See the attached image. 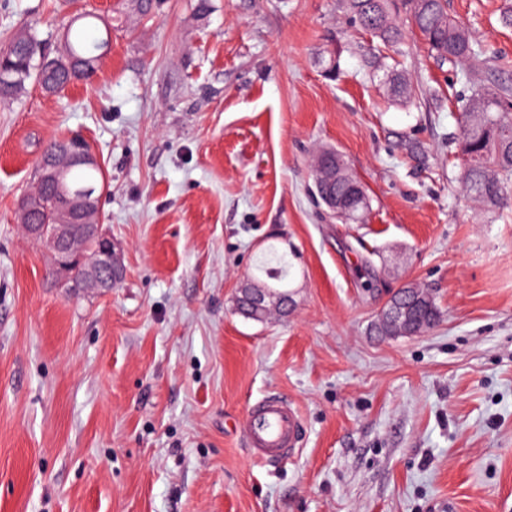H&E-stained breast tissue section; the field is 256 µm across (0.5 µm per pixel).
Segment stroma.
<instances>
[{
    "label": "stroma",
    "instance_id": "1",
    "mask_svg": "<svg viewBox=\"0 0 512 512\" xmlns=\"http://www.w3.org/2000/svg\"><path fill=\"white\" fill-rule=\"evenodd\" d=\"M447 4L512 81V0ZM87 5L112 19L96 75L0 103V512H512V206L463 194L450 142L473 81L400 11L411 101H390L346 0H0V47L32 27L56 48ZM71 135L121 246L104 296L63 288L18 223ZM325 148L360 221L312 200ZM273 251L290 310L245 319ZM410 283L439 324L375 332ZM271 395L303 435L267 460L243 419ZM334 151L326 150L317 154L312 162V172L316 176V182L319 185L334 184L336 181L347 178V167L345 164L336 160L333 163L326 161V158ZM336 154V153H335ZM331 191L338 196L354 197L355 201L345 217H337L343 221H354L369 209V198L364 186L357 179L352 181H342L332 186ZM333 194H323L322 202L331 213H341L345 210L343 201L336 198Z\"/></svg>",
    "mask_w": 512,
    "mask_h": 512
}]
</instances>
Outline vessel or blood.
<instances>
[{
	"label": "vessel or blood",
	"instance_id": "1",
	"mask_svg": "<svg viewBox=\"0 0 512 512\" xmlns=\"http://www.w3.org/2000/svg\"><path fill=\"white\" fill-rule=\"evenodd\" d=\"M243 428L252 451L274 459L296 449L302 424L297 411L283 401L263 399L249 407Z\"/></svg>",
	"mask_w": 512,
	"mask_h": 512
}]
</instances>
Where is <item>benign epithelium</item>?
<instances>
[{
	"label": "benign epithelium",
	"mask_w": 512,
	"mask_h": 512,
	"mask_svg": "<svg viewBox=\"0 0 512 512\" xmlns=\"http://www.w3.org/2000/svg\"><path fill=\"white\" fill-rule=\"evenodd\" d=\"M330 155L332 151H322L311 162L319 185L334 184L347 178V167L342 161H326ZM79 162L96 164L98 160L86 146L85 139L73 137L60 161L42 163L40 181L55 190L59 205L57 220L52 224L32 220L43 205L39 192L33 190L27 194L21 209L20 223L30 237L50 249L55 258L56 275L62 283L69 285L70 291L101 295L109 292L122 275L120 246L103 231L104 218L95 192L88 189L73 193L67 187V168ZM238 299L249 317L272 306L286 314L290 304L288 295L255 286L240 288ZM385 314L390 334L399 335L408 320L409 305L405 301L394 302Z\"/></svg>",
	"instance_id": "obj_1"
}]
</instances>
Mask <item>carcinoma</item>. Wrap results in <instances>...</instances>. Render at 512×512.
I'll return each mask as SVG.
<instances>
[{"label": "carcinoma", "mask_w": 512, "mask_h": 512, "mask_svg": "<svg viewBox=\"0 0 512 512\" xmlns=\"http://www.w3.org/2000/svg\"><path fill=\"white\" fill-rule=\"evenodd\" d=\"M409 19L428 49L437 59L456 67H467L474 73H492L503 69L493 49L478 44L471 35L452 19L447 0H406ZM350 11L360 25L376 34L384 45L403 54V33L390 21L388 0H348ZM99 19L91 11L77 17L81 24L70 23L63 34L61 48L55 53L56 66L40 65L37 35L26 30L0 47V59L14 67L9 83H0V101L7 102L21 95L29 80L42 91L58 93L70 85L90 79L98 70L97 51L110 41L112 25L105 22L104 37L92 43L84 37L85 29ZM391 96L399 101L408 99L405 78L386 75ZM459 132L453 137L458 152L465 161L463 186L473 201L488 209H496L512 198V85L497 82L479 88L462 100L457 118ZM72 185L78 188L99 187L103 173L96 165H75L69 169ZM338 196L355 198L345 221H354L369 209V198L358 180L342 181L332 186ZM420 302L412 308V329L419 333L433 327L438 309L426 300L427 293L416 289Z\"/></svg>", "instance_id": "obj_1"}]
</instances>
